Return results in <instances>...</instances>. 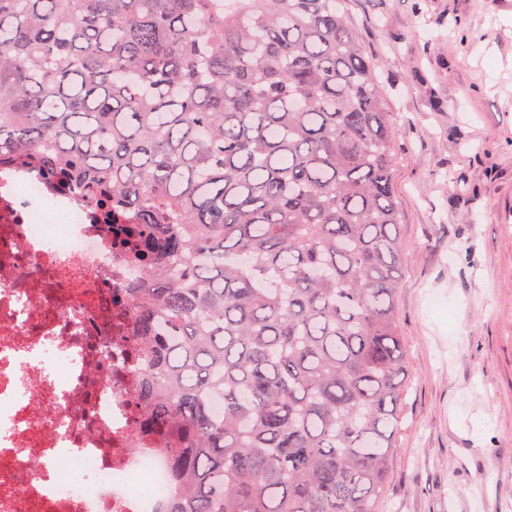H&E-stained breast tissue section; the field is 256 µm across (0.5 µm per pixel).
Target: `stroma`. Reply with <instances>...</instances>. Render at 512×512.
I'll return each mask as SVG.
<instances>
[{"label": "stroma", "mask_w": 512, "mask_h": 512, "mask_svg": "<svg viewBox=\"0 0 512 512\" xmlns=\"http://www.w3.org/2000/svg\"><path fill=\"white\" fill-rule=\"evenodd\" d=\"M396 120V512H512V0H340Z\"/></svg>", "instance_id": "1"}]
</instances>
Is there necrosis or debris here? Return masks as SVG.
<instances>
[{"mask_svg": "<svg viewBox=\"0 0 512 512\" xmlns=\"http://www.w3.org/2000/svg\"><path fill=\"white\" fill-rule=\"evenodd\" d=\"M143 277L77 197L0 170V512H163L168 457L136 430L111 297Z\"/></svg>", "mask_w": 512, "mask_h": 512, "instance_id": "1", "label": "necrosis or debris"}]
</instances>
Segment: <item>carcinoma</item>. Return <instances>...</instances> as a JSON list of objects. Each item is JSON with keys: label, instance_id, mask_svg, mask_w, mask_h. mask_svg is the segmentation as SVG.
<instances>
[{"label": "carcinoma", "instance_id": "carcinoma-1", "mask_svg": "<svg viewBox=\"0 0 512 512\" xmlns=\"http://www.w3.org/2000/svg\"><path fill=\"white\" fill-rule=\"evenodd\" d=\"M394 150L338 0H0V170L78 194L147 273L112 301L167 512H385Z\"/></svg>", "mask_w": 512, "mask_h": 512}]
</instances>
